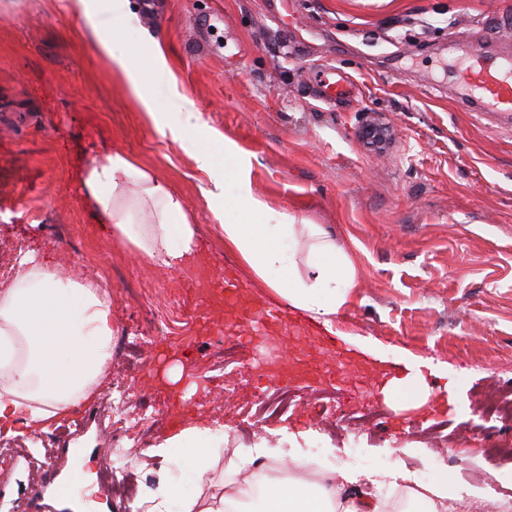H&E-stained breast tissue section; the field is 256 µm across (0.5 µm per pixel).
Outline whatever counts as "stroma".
I'll list each match as a JSON object with an SVG mask.
<instances>
[{
	"instance_id": "1",
	"label": "stroma",
	"mask_w": 512,
	"mask_h": 512,
	"mask_svg": "<svg viewBox=\"0 0 512 512\" xmlns=\"http://www.w3.org/2000/svg\"><path fill=\"white\" fill-rule=\"evenodd\" d=\"M106 31L123 63L91 52L87 19L68 0H0V261L38 251L63 278L112 293L110 380L163 411L148 434L225 425L224 445L250 448L265 431L285 448L356 474L390 472L433 484L436 460L453 480L486 490L475 512L512 496V418H483V397L512 395V114L478 111L453 77L465 51L512 54V0H131ZM292 11L287 32L272 23ZM162 45L171 79L151 66ZM136 70L176 121L183 101L204 129L162 136L122 75ZM349 78L336 101L318 97L327 67ZM392 127L384 149L358 131L366 113ZM249 154L253 194L299 224H316L351 261L355 286L334 333L358 351L345 382L287 376L308 337L266 347L254 339L224 360V314L210 296L225 269L248 298L282 304L224 245L193 158L206 134ZM124 154L185 196L200 226L198 256L174 271L148 264L98 223L78 174L101 147ZM432 360L426 407L395 415L381 395L385 364L364 354ZM180 383L167 382L171 364ZM235 384L225 399V383ZM196 384L184 398L187 384ZM290 386L287 413L254 422L262 397ZM376 410L366 425L358 417ZM335 449L324 457V449Z\"/></svg>"
}]
</instances>
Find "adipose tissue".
Here are the masks:
<instances>
[{"mask_svg":"<svg viewBox=\"0 0 512 512\" xmlns=\"http://www.w3.org/2000/svg\"><path fill=\"white\" fill-rule=\"evenodd\" d=\"M88 18L85 41L96 54L113 57L114 48L103 36L113 15L127 13L130 0H109L108 11H92L89 0H70ZM125 75L153 125L180 140L183 127L199 123L195 112L182 122L164 121L157 101L140 86L137 73ZM198 169L210 182L206 191L220 221L226 247L237 251L253 273L292 306L307 311L313 319L332 326L338 309L354 285L350 263L333 240L317 227L309 232L317 243L312 251L310 277L295 270L298 237L295 224H270V209L255 197L249 182L250 163L232 143L223 154L207 147L194 156ZM234 174L238 193L224 198V181ZM81 187L90 198L95 217L111 230L114 240L134 247L150 264L172 270L190 265L197 255L200 227L193 224L181 194L168 182L121 153L106 150L86 163ZM235 209L240 220L228 221L225 209ZM16 281L0 285V432L12 435V426L23 423L28 432H47L50 426L77 416L81 408L99 395V386L112 360V300L106 289L63 281L55 268L34 251L19 261ZM426 360L409 359L403 378L391 379L387 391L401 392L403 402L392 403L394 412L419 409L428 402L423 375ZM224 440L223 428L186 426L146 450L147 458L159 457L187 470L197 487L207 495L188 496L174 477L159 479L155 488L134 501L131 512H242L255 502L258 512H385V505L372 491L348 496L344 487L353 483L343 475L341 484L301 479L265 478L256 482L252 465L264 457L281 469H308L312 463L295 451L270 448L260 443L238 448L233 469L223 484L213 485L211 474ZM476 489L450 480L440 472L437 482L415 492V501L425 512H468Z\"/></svg>","mask_w":512,"mask_h":512,"instance_id":"ef3b65f1","label":"adipose tissue"}]
</instances>
